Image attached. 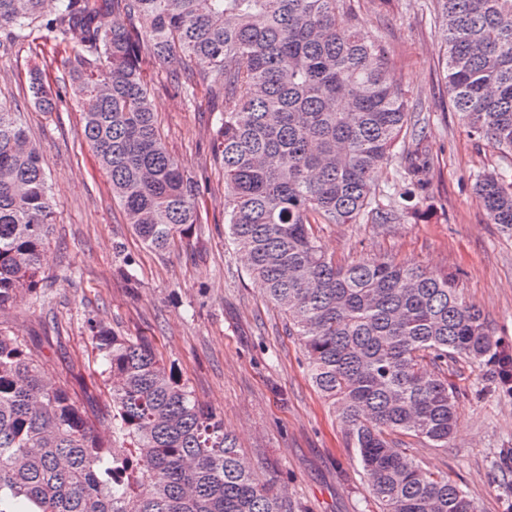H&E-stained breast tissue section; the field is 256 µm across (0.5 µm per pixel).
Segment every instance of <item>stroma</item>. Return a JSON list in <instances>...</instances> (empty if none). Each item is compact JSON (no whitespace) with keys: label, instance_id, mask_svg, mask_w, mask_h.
Returning <instances> with one entry per match:
<instances>
[{"label":"stroma","instance_id":"1","mask_svg":"<svg viewBox=\"0 0 512 512\" xmlns=\"http://www.w3.org/2000/svg\"><path fill=\"white\" fill-rule=\"evenodd\" d=\"M351 3L360 31L380 38L392 74L419 103L418 129L429 153L427 205L420 217L385 227L321 225L320 242L339 261L389 255L456 276L496 338L512 346V235L488 223L473 191L476 174L493 169L497 153L468 134L452 106L429 0ZM69 54L34 33L15 39L0 31V104L23 113L55 211L43 280L0 310V330L27 346L43 376L69 391L106 440L109 381L91 326L146 337L222 417L256 478L286 488L292 512H379L337 415L308 380L299 340L224 232V167L211 143L220 99L202 89L192 97L175 91L172 65L149 69L159 132L203 186L195 233L160 255L126 224L82 139L75 102L48 113L32 104L30 69L42 68L55 81L51 58ZM490 376L476 364L454 366L448 379L459 393L458 426L447 448L406 437L402 449L454 479L477 512H512V394L489 391Z\"/></svg>","mask_w":512,"mask_h":512}]
</instances>
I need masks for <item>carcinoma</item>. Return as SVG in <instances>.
<instances>
[{"mask_svg":"<svg viewBox=\"0 0 512 512\" xmlns=\"http://www.w3.org/2000/svg\"><path fill=\"white\" fill-rule=\"evenodd\" d=\"M443 79L469 131L499 150L476 178L486 217L512 234V0H431ZM121 10L138 27L97 24ZM75 38L68 80L31 72L35 105L73 95L82 135L135 233L165 253L198 224L200 186L166 149L148 88L153 63H180L178 87L222 98L213 146L224 165V224L246 271L288 319L310 381L337 412L380 512H476L450 477L399 448H446L457 421L448 364L494 369L512 389V347L452 277L384 256L338 263L321 224L385 226L420 213L428 160L409 146L408 188L372 207L373 176L416 140L409 93L381 41L360 36L350 0H0V30ZM54 207L21 113L0 105V309L43 280ZM112 377L118 442L40 375L0 331V512H288L260 485L216 412L144 338L91 326Z\"/></svg>","mask_w":512,"mask_h":512,"instance_id":"cac0c4a2","label":"carcinoma"}]
</instances>
